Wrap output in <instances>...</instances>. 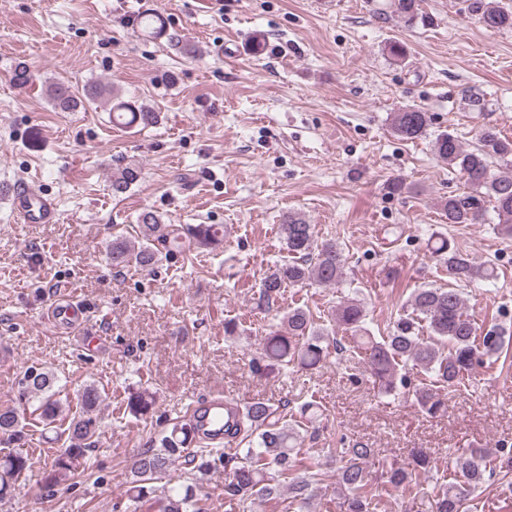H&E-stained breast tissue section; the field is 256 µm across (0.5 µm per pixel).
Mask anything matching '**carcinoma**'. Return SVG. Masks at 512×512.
Wrapping results in <instances>:
<instances>
[{"instance_id": "carcinoma-1", "label": "carcinoma", "mask_w": 512, "mask_h": 512, "mask_svg": "<svg viewBox=\"0 0 512 512\" xmlns=\"http://www.w3.org/2000/svg\"><path fill=\"white\" fill-rule=\"evenodd\" d=\"M464 3L468 13L486 29L512 30V10L499 5L498 0H464ZM391 7L409 26L423 18L419 0H391ZM139 26L146 36L156 39L163 36L166 28L164 19L151 13L140 16ZM50 96L54 107L63 112H74L99 99L111 100L112 122L122 127L157 122L156 112L122 99L110 85L92 83L79 93L71 85L58 82L52 85ZM462 98L473 112L489 111L486 96L470 87L462 91ZM428 127V113L420 107H406L391 117L392 133L402 140L422 139L428 134ZM433 149L448 164V171L460 175L469 186V191L450 195L444 201L448 223L483 224L490 204L498 228L512 235V139L487 124L469 148L455 132L448 130L437 134ZM140 175L137 167L121 168L112 179V194L120 196L128 192ZM136 222L141 243L135 247L125 237L114 236L110 247L112 265L153 267L162 256L155 246L159 241L195 252L212 253L224 248V232L214 224H163L152 210L140 212ZM280 234L291 260L275 266L262 277L260 307H273L283 289L290 285L309 281L327 288L342 280L347 264L344 249L333 240H318L314 225L300 214L284 215ZM432 255L446 268L455 285L415 289L407 301L410 311L398 314L389 323L386 335L371 333L366 326L364 306L355 297L343 300L336 307L333 322L364 354L363 360L379 393L396 396L409 387L419 410L429 417H437L446 411L442 392L456 391L477 368L493 366L503 354L507 336L497 328L479 330L466 313L463 292L457 288L459 284L467 286L476 280L497 279L495 268L474 265L467 253L444 236L436 239ZM333 352H343L340 341L329 336V328L318 323L307 307L290 308L283 313L279 326L263 343L264 358L306 370L326 364ZM409 365L424 372L426 378L412 383L407 371ZM55 383L54 374L36 367L29 368L20 382L21 397L37 402L39 417L47 425L56 423L62 413ZM79 397L82 412L63 430L66 447L43 460L49 487L63 480L81 481L89 476L80 467V460L94 446L100 433L98 411L103 395L96 385L88 384ZM153 404V395L142 389L130 393L126 408L137 417L149 413ZM300 429L299 424L288 421L281 411L258 399L245 409L243 416L224 424L228 441L238 439L248 447L233 453L221 448L194 451L187 458V464L193 466L191 482L181 483L159 497L155 480L184 452L185 445L195 439L193 424L175 422L160 447L144 450L135 461L125 496L139 512H201L200 485L211 473L222 471L226 475L224 499L230 502L248 497L275 499L280 485L288 481L292 482L295 496L300 497L309 486V480L304 477L292 479L306 468L300 448ZM0 434L15 439L22 437L23 426L15 411H0ZM373 456L374 449L359 441L336 451L341 463L338 480L344 512H371L372 507L379 505L381 494L374 487L371 475ZM33 467V458L22 452L0 455V502L12 497ZM433 467L428 454L414 450L406 462L387 471V483L395 488L417 485ZM511 473V447L499 444L494 448L465 450L456 456L448 483L425 495L430 512H464L471 490L488 478Z\"/></svg>"}]
</instances>
